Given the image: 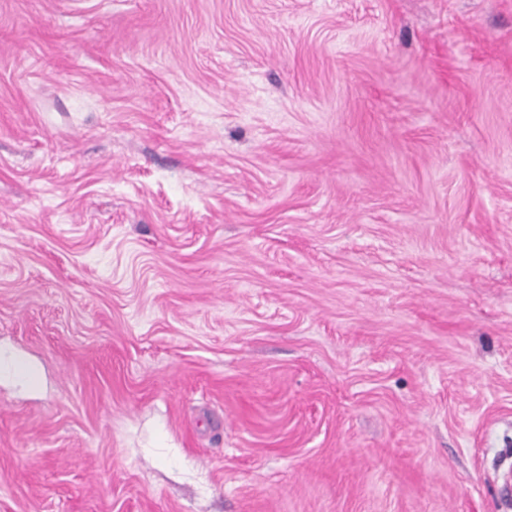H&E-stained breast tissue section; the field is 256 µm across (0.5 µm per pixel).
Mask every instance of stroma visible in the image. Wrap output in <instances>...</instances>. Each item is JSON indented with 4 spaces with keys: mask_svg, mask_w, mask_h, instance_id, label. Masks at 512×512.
Segmentation results:
<instances>
[{
    "mask_svg": "<svg viewBox=\"0 0 512 512\" xmlns=\"http://www.w3.org/2000/svg\"><path fill=\"white\" fill-rule=\"evenodd\" d=\"M0 512H506L512 0H0ZM0 371L18 377L30 384L36 382V375L32 368L19 358L9 356L0 351Z\"/></svg>",
    "mask_w": 512,
    "mask_h": 512,
    "instance_id": "35a3bbf8",
    "label": "stroma"
}]
</instances>
